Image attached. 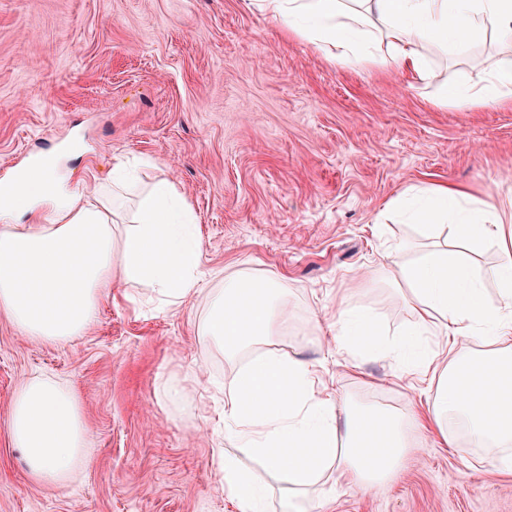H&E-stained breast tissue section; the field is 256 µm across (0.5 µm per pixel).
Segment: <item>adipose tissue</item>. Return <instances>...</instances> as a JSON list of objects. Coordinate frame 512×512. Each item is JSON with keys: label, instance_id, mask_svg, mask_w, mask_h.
Returning a JSON list of instances; mask_svg holds the SVG:
<instances>
[{"label": "adipose tissue", "instance_id": "ef3b65f1", "mask_svg": "<svg viewBox=\"0 0 512 512\" xmlns=\"http://www.w3.org/2000/svg\"><path fill=\"white\" fill-rule=\"evenodd\" d=\"M256 3L328 61H381L424 84L434 79L428 47L464 58L477 38L494 32L498 50L482 82L444 85L437 101L466 107L512 100V0ZM129 166L119 159L107 175L90 173L88 191L73 188L53 157L0 182V312L23 337L52 344L83 335L117 283L151 288L165 308L203 296L204 335L229 359L253 353L225 389L224 432L234 447L285 478L280 512H306L304 496L312 487L330 499L339 487L370 492L395 476L410 453L413 408L323 396L313 364L273 347L292 316L279 283L238 273L225 276L223 288L204 292L207 272L193 213L174 182L153 184L123 234H115L112 216ZM393 208L429 237L438 222H447L453 246L435 247L392 274L409 293L416 331L388 337L372 310L342 304L332 322L336 347L429 372L428 420L443 441L455 445L451 427L461 425L471 443L512 472V215L494 195L475 198L448 185L407 187ZM490 245L502 256L494 302L466 258ZM433 334L464 339L471 350L436 361L427 341ZM9 435L37 483H67L88 458L81 401L52 379L33 378L17 388ZM219 471L237 512H265L271 486L229 455Z\"/></svg>", "mask_w": 512, "mask_h": 512}]
</instances>
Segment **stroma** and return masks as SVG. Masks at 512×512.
<instances>
[{
	"instance_id": "stroma-1",
	"label": "stroma",
	"mask_w": 512,
	"mask_h": 512,
	"mask_svg": "<svg viewBox=\"0 0 512 512\" xmlns=\"http://www.w3.org/2000/svg\"><path fill=\"white\" fill-rule=\"evenodd\" d=\"M496 41L484 34L464 60L429 49L424 87L326 62L254 0H0V179L53 149L78 173L145 159L118 221L172 180L196 215L205 288L239 270L281 283L293 316L277 349L317 363L328 393L402 409L419 374L303 337L327 333L340 293L388 332L413 324L383 270L432 248L390 207L405 187L512 202V103H434L446 82L480 81ZM204 316L199 298L162 310L116 288L86 334L45 344L0 313V512H236L217 464L239 364L203 336ZM32 376L81 397L92 456L72 483H34L10 443L12 397ZM410 439L379 491L341 488L314 512H512V474L494 459L416 428Z\"/></svg>"
}]
</instances>
